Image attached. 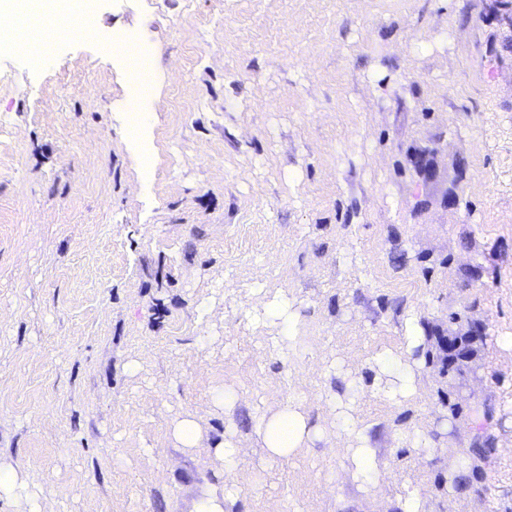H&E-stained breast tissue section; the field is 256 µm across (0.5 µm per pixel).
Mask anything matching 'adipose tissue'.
Here are the masks:
<instances>
[{
    "instance_id": "1",
    "label": "adipose tissue",
    "mask_w": 512,
    "mask_h": 512,
    "mask_svg": "<svg viewBox=\"0 0 512 512\" xmlns=\"http://www.w3.org/2000/svg\"><path fill=\"white\" fill-rule=\"evenodd\" d=\"M374 363L388 369L393 385L382 386V394L392 403L399 404L411 399L416 391V365L405 356L388 351L374 355ZM253 431L266 455L274 460H286L298 450L310 447L322 434L321 427L301 406L287 404L281 409L254 416ZM343 450L350 460L354 477L379 483L382 465L374 449L373 438L365 428L346 421L342 424ZM173 438L184 448L210 449L224 461V468L213 483L193 500L190 512H231L230 506L238 492L237 461L241 454L234 441L222 440L205 444L199 427L192 415H184L173 425ZM25 500L29 512H45V504L52 497L51 487L42 485L29 488L21 474L0 468V496Z\"/></svg>"
}]
</instances>
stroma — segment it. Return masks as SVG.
<instances>
[{
    "instance_id": "35a3bbf8",
    "label": "stroma",
    "mask_w": 512,
    "mask_h": 512,
    "mask_svg": "<svg viewBox=\"0 0 512 512\" xmlns=\"http://www.w3.org/2000/svg\"><path fill=\"white\" fill-rule=\"evenodd\" d=\"M166 2L98 0L93 34L41 58L29 20L0 35V465L51 485L50 512H189L223 468L174 442L189 413L242 450L231 512H374L408 484L430 512H512V47L489 0ZM118 31L154 52L136 142ZM277 293L300 310L284 356L252 324ZM412 312L428 358L396 406L370 359ZM349 380L374 492L340 449ZM291 401L324 437L273 460L251 420ZM487 407L496 449L468 470ZM460 469L485 498L451 492Z\"/></svg>"
}]
</instances>
